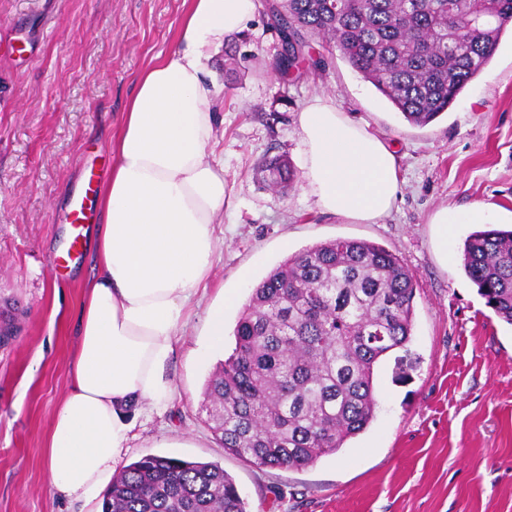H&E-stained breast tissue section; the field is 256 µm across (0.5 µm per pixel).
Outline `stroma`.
<instances>
[{
	"instance_id": "1",
	"label": "stroma",
	"mask_w": 512,
	"mask_h": 512,
	"mask_svg": "<svg viewBox=\"0 0 512 512\" xmlns=\"http://www.w3.org/2000/svg\"><path fill=\"white\" fill-rule=\"evenodd\" d=\"M269 0L243 35L247 59L224 89L217 136L224 162V222L212 275L167 372L168 407L140 417L124 463L146 455L214 462L248 512H512V326L466 277L470 224L440 229L444 207L494 205L512 216V24L486 69L447 112L415 127L340 54L312 39L325 69L281 75L267 25ZM184 0H0V309L16 313L0 347V512H70L47 477V436L69 385L92 242L62 264L70 211L88 177L106 181L109 143L136 83L176 49ZM326 95L392 149L400 190L371 224L322 213L303 178L298 114ZM283 155L297 177L287 192L256 176ZM447 239H440V232ZM367 240L402 257L415 280L413 368L375 369L377 409L336 454L300 469H260L224 451L205 388L216 369L196 360L219 291L249 299L288 257L336 238ZM60 260L51 269V260Z\"/></svg>"
}]
</instances>
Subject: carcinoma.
<instances>
[{
  "mask_svg": "<svg viewBox=\"0 0 512 512\" xmlns=\"http://www.w3.org/2000/svg\"><path fill=\"white\" fill-rule=\"evenodd\" d=\"M474 0H283L268 25L282 42L284 75L324 67L309 38L333 45L403 118L426 126L491 62L512 0L492 4L480 35L457 22ZM263 181L284 189L294 173L275 157ZM466 276L512 325V229L487 224L464 241ZM413 277L403 260L364 240L312 245L274 267L252 290L235 347L206 397L224 451L258 468H304L336 453L374 417V366L410 342ZM101 512H247L234 480L212 462L146 456L121 468Z\"/></svg>",
  "mask_w": 512,
  "mask_h": 512,
  "instance_id": "cac0c4a2",
  "label": "carcinoma"
}]
</instances>
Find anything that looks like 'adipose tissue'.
Instances as JSON below:
<instances>
[{
	"instance_id": "ef3b65f1",
	"label": "adipose tissue",
	"mask_w": 512,
	"mask_h": 512,
	"mask_svg": "<svg viewBox=\"0 0 512 512\" xmlns=\"http://www.w3.org/2000/svg\"><path fill=\"white\" fill-rule=\"evenodd\" d=\"M186 2L178 47L139 78L99 189L98 272L85 284L70 387L48 437V482L62 502L98 500L137 418L167 408L166 368L218 246L224 85L207 67L211 51L253 19L257 0ZM298 122L317 207L365 222L385 216L399 191L393 149L325 97L309 100Z\"/></svg>"
}]
</instances>
